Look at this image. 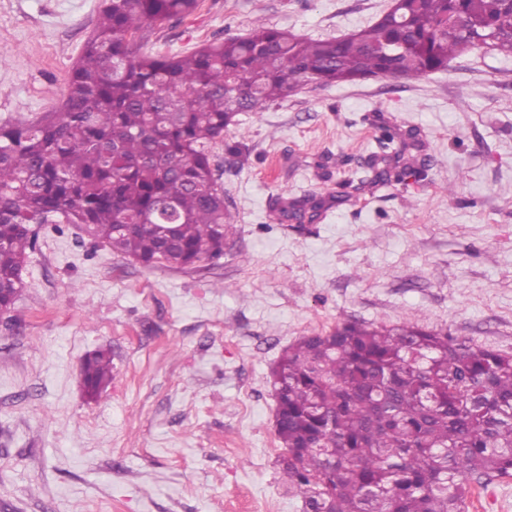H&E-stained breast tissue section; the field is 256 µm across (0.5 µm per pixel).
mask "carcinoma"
<instances>
[{
	"label": "carcinoma",
	"mask_w": 512,
	"mask_h": 512,
	"mask_svg": "<svg viewBox=\"0 0 512 512\" xmlns=\"http://www.w3.org/2000/svg\"><path fill=\"white\" fill-rule=\"evenodd\" d=\"M199 0H100L64 100L35 120L0 125V289L12 309L40 224H79L143 265L193 270L224 256L234 217L213 147L242 112L306 85L422 79L479 44L448 25L493 31L512 53L501 0H393L372 25L312 39L256 20L240 37L186 55L145 54L153 23ZM385 130L372 181H402L424 162ZM323 203L278 201L279 221H313ZM129 229L114 233V225ZM87 394L112 379L110 351L82 363ZM280 464L304 512H465L473 484L512 476V353L402 324L346 320L303 336L271 369Z\"/></svg>",
	"instance_id": "carcinoma-1"
}]
</instances>
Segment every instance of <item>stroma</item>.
<instances>
[{"label": "stroma", "instance_id": "stroma-1", "mask_svg": "<svg viewBox=\"0 0 512 512\" xmlns=\"http://www.w3.org/2000/svg\"><path fill=\"white\" fill-rule=\"evenodd\" d=\"M392 0H199L142 52H190L255 20L310 38ZM99 0H0V124L62 103ZM426 166L357 188L384 129ZM235 216L218 263L141 266L76 224L42 230L0 317V512H302L279 467L271 365L345 319L414 323L512 352V55L476 48L420 80L308 85L244 112L213 148ZM324 200L278 222V199ZM112 355L89 399L86 354ZM468 512H512V477Z\"/></svg>", "mask_w": 512, "mask_h": 512}]
</instances>
